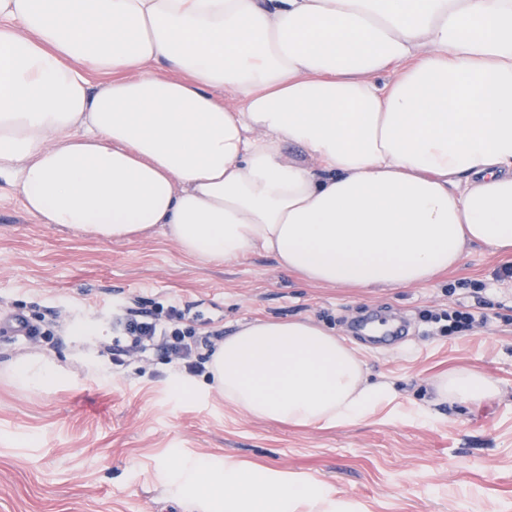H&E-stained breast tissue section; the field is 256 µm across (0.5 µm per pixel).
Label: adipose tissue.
<instances>
[{
	"mask_svg": "<svg viewBox=\"0 0 512 512\" xmlns=\"http://www.w3.org/2000/svg\"><path fill=\"white\" fill-rule=\"evenodd\" d=\"M0 181L101 239L159 226L196 260L426 282L469 246L512 251V0H0ZM207 369L271 421L350 425L396 398L304 320L241 325ZM8 370L28 393L63 378L37 354ZM437 391L494 387L469 370ZM175 489L199 512H366L244 462H191Z\"/></svg>",
	"mask_w": 512,
	"mask_h": 512,
	"instance_id": "ef3b65f1",
	"label": "adipose tissue"
}]
</instances>
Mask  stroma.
<instances>
[{"label": "stroma", "instance_id": "stroma-1", "mask_svg": "<svg viewBox=\"0 0 512 512\" xmlns=\"http://www.w3.org/2000/svg\"><path fill=\"white\" fill-rule=\"evenodd\" d=\"M508 265L511 255L473 246L455 269L406 288L315 285L265 254L210 264L158 227L104 240L37 223L17 196L2 197L0 512H193L170 491L180 467L227 457L310 474L367 512H512V279L498 277ZM117 300L179 301L224 336L263 319L311 322L353 348L397 400L345 427L271 422L159 355L121 366L103 355V372L89 371L71 323L37 349L70 370L68 382L31 394L4 374L29 352L12 316ZM478 302L481 327L449 334L424 318ZM365 309L405 317L407 336L372 348L349 330ZM457 368L482 373L496 393L437 400L436 381Z\"/></svg>", "mask_w": 512, "mask_h": 512}]
</instances>
